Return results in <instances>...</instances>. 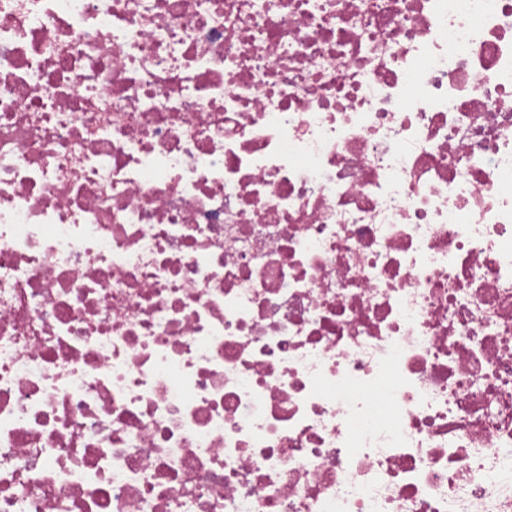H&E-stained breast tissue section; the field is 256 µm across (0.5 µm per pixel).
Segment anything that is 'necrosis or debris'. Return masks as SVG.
<instances>
[{
	"label": "necrosis or debris",
	"instance_id": "obj_1",
	"mask_svg": "<svg viewBox=\"0 0 512 512\" xmlns=\"http://www.w3.org/2000/svg\"><path fill=\"white\" fill-rule=\"evenodd\" d=\"M0 512H512V0H0Z\"/></svg>",
	"mask_w": 512,
	"mask_h": 512
}]
</instances>
